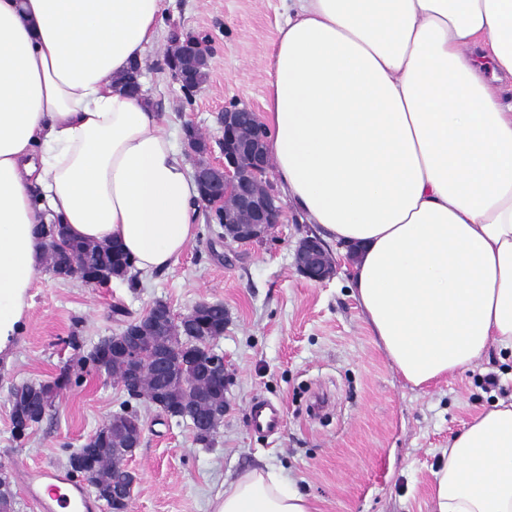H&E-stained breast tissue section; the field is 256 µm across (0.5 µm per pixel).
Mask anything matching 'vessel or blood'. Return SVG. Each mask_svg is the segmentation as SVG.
Returning <instances> with one entry per match:
<instances>
[{"label": "vessel or blood", "instance_id": "1", "mask_svg": "<svg viewBox=\"0 0 512 512\" xmlns=\"http://www.w3.org/2000/svg\"><path fill=\"white\" fill-rule=\"evenodd\" d=\"M254 429L271 432L283 421L281 410L257 404L250 408ZM24 489L38 512H101V506L86 486L58 469L36 467L26 470Z\"/></svg>", "mask_w": 512, "mask_h": 512}]
</instances>
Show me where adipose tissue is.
I'll return each instance as SVG.
<instances>
[{"mask_svg":"<svg viewBox=\"0 0 512 512\" xmlns=\"http://www.w3.org/2000/svg\"><path fill=\"white\" fill-rule=\"evenodd\" d=\"M265 104L295 209L354 256L352 288L403 378L428 384L512 350V0H287ZM163 0H0V355L31 306L42 222L169 268L197 185L159 112L117 80ZM497 69L495 81L484 61ZM431 512H512V402L475 416ZM215 512H311L271 471Z\"/></svg>","mask_w":512,"mask_h":512,"instance_id":"ef3b65f1","label":"adipose tissue"}]
</instances>
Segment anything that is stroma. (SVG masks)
Listing matches in <instances>:
<instances>
[{
  "label": "stroma",
  "instance_id": "35a3bbf8",
  "mask_svg": "<svg viewBox=\"0 0 512 512\" xmlns=\"http://www.w3.org/2000/svg\"><path fill=\"white\" fill-rule=\"evenodd\" d=\"M156 45L144 61L145 101L161 112L165 132L185 150L184 126L218 142L217 117L245 105L264 116L269 64L286 15L282 0H164ZM209 35V76L185 97L164 64L173 32ZM284 217L267 240H225L207 209L197 232L167 270L115 279L102 288L79 277L40 271L24 331L0 356V472L16 512H34L20 478L29 467L68 471L69 457L112 414L136 410L143 441L127 466L137 476L127 512H213L217 494L262 468L306 493L314 512H429L433 474L449 439L497 401L512 399V352L490 346L474 369L420 387L409 384L372 336L350 286L353 259L327 251L333 276H300L293 253L316 234L286 192ZM175 314L201 302L224 305V333L210 343L230 374L224 422L210 445L190 421L171 418L111 378L80 369L99 340L155 302ZM73 377L42 421L21 440L12 434L9 390L22 382ZM494 376L489 387L486 376ZM263 400L283 410L272 433L250 427L249 408Z\"/></svg>",
  "mask_w": 512,
  "mask_h": 512
}]
</instances>
